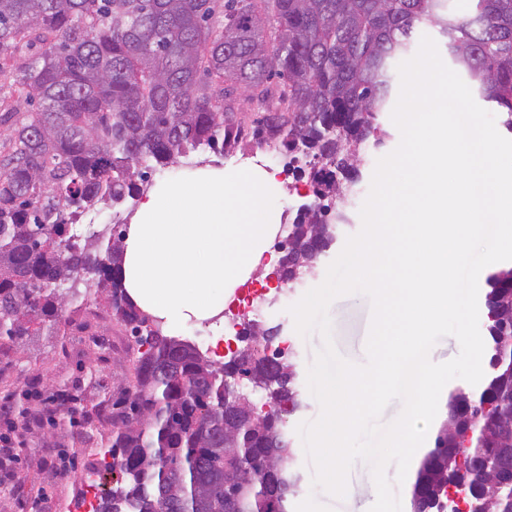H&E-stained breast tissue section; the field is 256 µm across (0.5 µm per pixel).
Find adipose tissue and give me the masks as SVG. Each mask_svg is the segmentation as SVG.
Wrapping results in <instances>:
<instances>
[{"instance_id": "1", "label": "adipose tissue", "mask_w": 512, "mask_h": 512, "mask_svg": "<svg viewBox=\"0 0 512 512\" xmlns=\"http://www.w3.org/2000/svg\"><path fill=\"white\" fill-rule=\"evenodd\" d=\"M274 190L269 178L242 174L149 194L125 239L121 269L131 299L172 327L223 317L276 231L266 210Z\"/></svg>"}]
</instances>
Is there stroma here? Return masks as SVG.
<instances>
[{"label":"stroma","mask_w":512,"mask_h":512,"mask_svg":"<svg viewBox=\"0 0 512 512\" xmlns=\"http://www.w3.org/2000/svg\"><path fill=\"white\" fill-rule=\"evenodd\" d=\"M287 161L285 153L274 152L264 170L277 181L268 206L284 213L290 222L304 202L300 189L310 179L288 169ZM225 167L223 156L197 153L180 159L176 166L156 168L143 189L154 191L200 171L219 172ZM346 210L351 221L337 225V240L320 257L316 276L300 282L287 300L266 305L260 320L266 327L282 326L302 376L307 374L323 339L316 331L301 337L287 306L324 281L328 265L342 251L347 237L360 231L359 206L350 204ZM86 308L97 322V335L85 333L76 312L68 307L56 329H40L18 345L0 348V405H7L10 414H17L19 406L5 402L6 396L14 393L23 397V405L31 413L42 417L40 424L22 434L20 460L14 465L16 480L0 481V512H56L58 503L79 500L83 493L82 474L97 466L100 448L108 446L112 439V422L117 416L114 404L134 383L133 358L137 349L132 346L107 352L108 340L124 335L125 329L113 318L102 296L90 294ZM329 314L336 350L354 363H365L371 317L368 299L341 297L332 303ZM300 399V409L284 417L301 477L300 493L291 512H302L307 506L313 512H369L375 502V486L365 462L352 465L351 489L344 498H334L313 487V468L296 428L301 422L316 419L320 405L305 386L300 389Z\"/></svg>","instance_id":"stroma-1"}]
</instances>
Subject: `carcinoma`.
<instances>
[{
	"label": "carcinoma",
	"instance_id": "obj_1",
	"mask_svg": "<svg viewBox=\"0 0 512 512\" xmlns=\"http://www.w3.org/2000/svg\"><path fill=\"white\" fill-rule=\"evenodd\" d=\"M469 2L450 15L446 0H0V53L42 45L17 67L0 64V108L13 100L5 117H17L0 154V340L84 304L76 282L86 275L141 346L104 451L123 478L98 512H224L226 498L236 512H288L300 475L283 419L224 436V414L245 422L253 411L249 397L224 399V376L272 383L290 413L300 391L296 365L272 368L256 339L236 364L162 335L122 286L124 237L77 240L79 216L137 197L158 166L224 155L252 110V135L320 157L309 162L314 193L336 195V165L346 166L336 121L383 141L395 65L424 26L447 39L512 133V0ZM322 224L315 210L296 215L285 267L332 243ZM480 304L484 376L449 390L410 512H448L447 489L460 484L482 489L474 512H512V267L488 271Z\"/></svg>",
	"mask_w": 512,
	"mask_h": 512
}]
</instances>
